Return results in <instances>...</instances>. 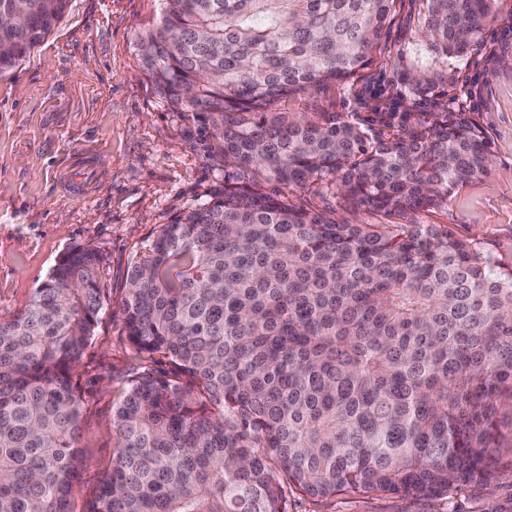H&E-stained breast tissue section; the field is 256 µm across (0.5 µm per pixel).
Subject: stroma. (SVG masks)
Segmentation results:
<instances>
[{"mask_svg":"<svg viewBox=\"0 0 512 512\" xmlns=\"http://www.w3.org/2000/svg\"><path fill=\"white\" fill-rule=\"evenodd\" d=\"M496 20L453 80L417 112L473 113L489 142L490 173L456 188L447 204L413 214L442 224L455 238L512 259V0H495ZM160 0H68L53 31L10 71L0 74V316L23 307L71 247L102 252L106 308L75 370L83 399L80 478L74 512H85L115 454L112 406L142 368L166 371L162 354L141 359L129 344L120 308L127 272L144 239L187 207L223 187L225 168L211 129L177 112L149 78L139 37ZM392 22L372 62L349 84H329L277 103L280 112H332L362 120L375 106L400 101L394 67L424 49L421 0H394ZM287 194L291 205L339 222L387 224L390 216L341 207L314 187ZM499 462L491 483L473 481L442 497L341 493L315 500L285 486L288 512H512V414L499 420Z\"/></svg>","mask_w":512,"mask_h":512,"instance_id":"stroma-1","label":"stroma"}]
</instances>
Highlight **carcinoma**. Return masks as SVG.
Listing matches in <instances>:
<instances>
[{
	"mask_svg": "<svg viewBox=\"0 0 512 512\" xmlns=\"http://www.w3.org/2000/svg\"><path fill=\"white\" fill-rule=\"evenodd\" d=\"M140 39L160 94L211 127L239 178L143 241L121 316L143 370L113 408L112 470L86 512H286L283 483L415 497L489 474L512 409V266L441 224H340L262 182L318 186L404 216L488 175L468 112H377L392 134L272 107L349 83L393 0H161ZM431 59L412 97L452 78L494 0H424ZM67 0H0V73ZM105 256L74 247L0 316V512H73L82 399L73 377L105 302Z\"/></svg>",
	"mask_w": 512,
	"mask_h": 512,
	"instance_id": "1",
	"label": "carcinoma"
}]
</instances>
